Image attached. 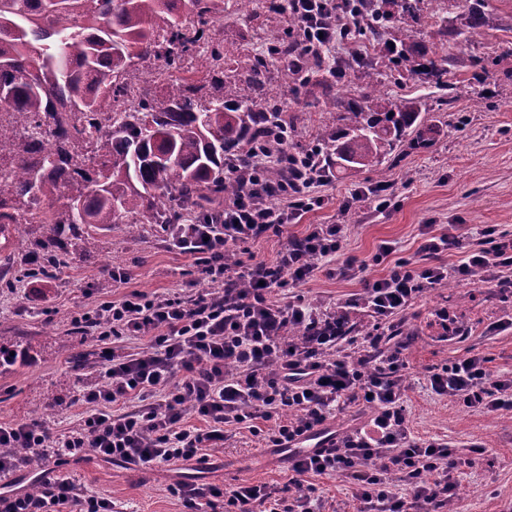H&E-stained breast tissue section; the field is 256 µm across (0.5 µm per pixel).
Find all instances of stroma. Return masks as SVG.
Instances as JSON below:
<instances>
[{"mask_svg": "<svg viewBox=\"0 0 512 512\" xmlns=\"http://www.w3.org/2000/svg\"><path fill=\"white\" fill-rule=\"evenodd\" d=\"M471 2L420 0L422 20L409 26L410 50L438 47L447 55L444 85L401 69L384 78L390 95L420 100L427 148L400 154L377 172H333L328 184L313 188L324 196L323 207L286 231L285 238H297L311 224L344 225L342 254L364 261L365 269L357 278L342 279L334 264H325L306 283L288 286V295L304 296L327 310L360 298L365 281L386 271L371 262L379 245L390 244L394 257H413L426 224L458 225L466 245L486 227L512 232V0H485L484 22L475 29L469 26ZM223 7L217 26L224 54L241 66L265 52L267 34L288 26L286 15L265 12L247 0H224ZM276 80L288 90L275 101L295 118L288 142L306 145L331 124L328 103L334 93L318 84L301 86L281 74ZM371 181L394 186L396 198L388 211L351 203L354 190ZM346 201L351 207L345 212L341 205ZM44 233L39 224L18 225L14 247L0 250V345L22 352L13 371L0 376V423L45 421L64 432L85 415L79 390L89 369L81 356L95 345L94 337L72 325V317L87 312L96 299L120 300L134 290L174 295L191 282L195 293L204 294L209 286L199 280L192 258L169 248L159 224L140 225L133 237L122 224L95 231L90 244L69 245L61 276L24 278L28 247ZM115 268L126 273L127 283L113 284ZM444 308L465 324V331L448 332L439 317ZM510 318L512 297L479 280H453L448 287L426 290L395 318L410 334L401 375L413 436L441 437L463 458L471 444L483 449L474 466L460 467L456 474L455 512H507L512 507V410L488 413L465 407L435 394L428 377L468 354L484 357L493 374L512 377V327L493 328ZM263 449L258 436L242 429L194 467L130 469L89 452L63 458L61 468L87 492L112 497L124 512H182L175 493L182 482L282 487L288 469L265 462Z\"/></svg>", "mask_w": 512, "mask_h": 512, "instance_id": "obj_1", "label": "stroma"}]
</instances>
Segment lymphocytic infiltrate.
<instances>
[{
	"instance_id": "1",
	"label": "lymphocytic infiltrate",
	"mask_w": 512,
	"mask_h": 512,
	"mask_svg": "<svg viewBox=\"0 0 512 512\" xmlns=\"http://www.w3.org/2000/svg\"><path fill=\"white\" fill-rule=\"evenodd\" d=\"M372 0H289L288 13L302 26L305 48L331 51L349 45L359 19ZM263 156L249 153L233 171L240 194L225 199L203 224H180L169 245L192 256L205 296L131 293L123 301L103 300L74 317L78 327L92 325L99 343L146 339L132 352L99 355L98 379L83 383L80 396L87 415L79 427L54 431L46 422L0 424V481H16L41 460L38 493H0V512H121L111 497L90 495L70 475L55 468L61 456L86 452L138 469L185 464L223 447L229 427L262 419L270 448H290L304 437L327 431L337 410L349 405L370 409L359 427L329 433L327 447L288 461L290 477L279 491L262 483L226 489L181 484L177 495L186 512H325L309 474L346 479L359 501L358 512H443L456 494L459 460L446 441L415 440L403 404L402 346L381 349V329L413 305L421 294L448 279L497 283L512 267V234L487 228L469 249H462L455 227L422 233L420 252L432 263L391 259L380 245L375 263H387L381 278L366 282L361 306L373 322L369 349L361 354L342 346L348 307L326 310L304 299L286 301L276 289L313 277L321 264L337 262V276L354 277L362 267L340 259L344 227L312 224L287 241L272 261L224 257L263 237L282 236L288 225L323 204L309 183L268 188ZM464 250L455 265L444 254ZM431 389L466 407L487 412L512 410V379L493 375L483 357L473 354L450 362L429 377ZM197 424H190V417ZM394 475L405 495L392 493Z\"/></svg>"
}]
</instances>
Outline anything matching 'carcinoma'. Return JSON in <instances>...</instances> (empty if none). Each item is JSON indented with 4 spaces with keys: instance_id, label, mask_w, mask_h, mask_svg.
<instances>
[{
    "instance_id": "obj_1",
    "label": "carcinoma",
    "mask_w": 512,
    "mask_h": 512,
    "mask_svg": "<svg viewBox=\"0 0 512 512\" xmlns=\"http://www.w3.org/2000/svg\"><path fill=\"white\" fill-rule=\"evenodd\" d=\"M222 0H0V234L8 224H44L35 244L53 276L64 233L107 224H186L204 220L241 190L230 169L249 145L267 146L266 179L286 178L273 138L293 119L267 99L276 61L294 62L302 84L342 87L336 64L304 50L292 23L245 68L224 66L217 37ZM417 3L403 0L395 40L408 39ZM431 81L447 73V57L417 52ZM391 53L363 66L373 78L344 99L341 124L317 138L342 169H373L396 149L426 147L414 101L382 98L378 76ZM155 72L168 92L144 90L130 110L114 112L131 70ZM248 90L251 95H244Z\"/></svg>"
}]
</instances>
